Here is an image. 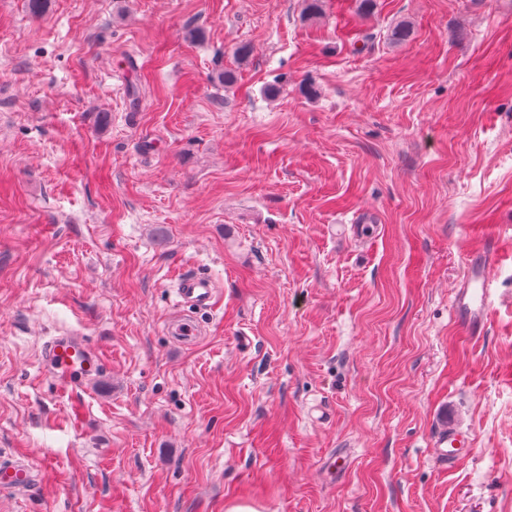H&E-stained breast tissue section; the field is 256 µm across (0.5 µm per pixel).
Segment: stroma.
Returning <instances> with one entry per match:
<instances>
[{"label": "stroma", "mask_w": 512, "mask_h": 512, "mask_svg": "<svg viewBox=\"0 0 512 512\" xmlns=\"http://www.w3.org/2000/svg\"><path fill=\"white\" fill-rule=\"evenodd\" d=\"M28 3L0 0V451L40 478L0 512H512V0ZM186 270L220 286L190 346ZM63 332L104 362L68 389ZM495 255L489 253L482 266L466 268L462 282L454 292L453 306L461 326L470 334L480 333L486 323L491 304V280L489 267ZM172 333L175 334L174 338L181 344H189L202 334L200 324L193 318L182 317L176 320L171 327ZM467 437L460 432H448V434L438 437L436 441L435 455L438 464L443 468H448L458 457Z\"/></svg>", "instance_id": "stroma-1"}]
</instances>
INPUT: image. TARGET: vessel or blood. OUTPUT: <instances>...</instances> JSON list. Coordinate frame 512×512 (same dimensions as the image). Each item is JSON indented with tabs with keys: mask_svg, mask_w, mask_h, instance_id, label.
Here are the masks:
<instances>
[{
	"mask_svg": "<svg viewBox=\"0 0 512 512\" xmlns=\"http://www.w3.org/2000/svg\"><path fill=\"white\" fill-rule=\"evenodd\" d=\"M494 255H487L484 265L466 268L462 282L454 292L453 306L462 327L472 334L480 333L486 323L491 304L489 265ZM175 292L181 304L201 310L212 308L217 296L214 282L202 275L185 271L175 281ZM171 330L177 342L189 344L201 335L200 324L190 317L176 320ZM43 357L51 368L57 383L64 388L73 387L80 380L96 374L101 366L99 354L78 336L64 333L52 337L46 344ZM466 442L464 434L451 432L438 437L436 460L441 467L453 464ZM34 475L28 468L0 462L1 485H29Z\"/></svg>",
	"mask_w": 512,
	"mask_h": 512,
	"instance_id": "1",
	"label": "vessel or blood"
}]
</instances>
